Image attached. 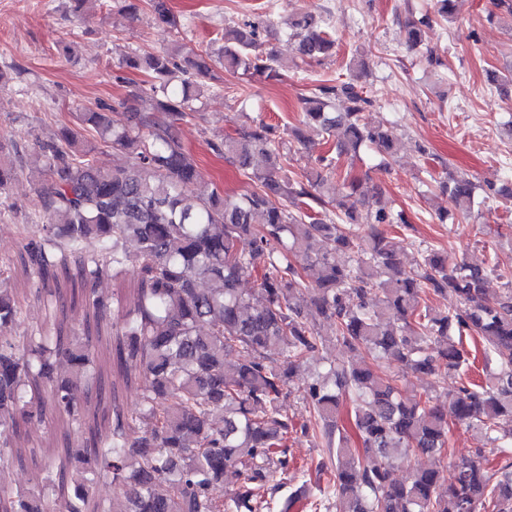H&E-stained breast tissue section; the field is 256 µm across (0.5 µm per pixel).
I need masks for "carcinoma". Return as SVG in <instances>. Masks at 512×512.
Segmentation results:
<instances>
[{"instance_id":"cac0c4a2","label":"carcinoma","mask_w":512,"mask_h":512,"mask_svg":"<svg viewBox=\"0 0 512 512\" xmlns=\"http://www.w3.org/2000/svg\"><path fill=\"white\" fill-rule=\"evenodd\" d=\"M149 4L162 25L178 27L167 0ZM269 23L267 15L225 29L215 56L182 44L126 59L152 77L148 90L129 85L140 108L121 117L86 108L77 119L129 164L98 165L97 146L65 124L40 143L39 233L16 225L18 257L0 262V470L44 463L33 489L0 482V512H264L268 502L256 490L278 492L270 479L290 466L288 440L298 433L328 449L316 475L333 474L339 512H482L488 504L512 512V287L492 300L489 276L506 277L498 265L451 264L428 246L415 267L403 265L384 228L402 215L365 207L360 179L339 165L364 147L393 156L395 127L363 122L372 100L357 79L303 98L304 123L335 144L295 176L285 165L306 145L297 129L285 143L259 122L210 142L254 184L240 196L206 181L178 135L199 112L201 91L184 78L189 71L210 78L219 64L278 76L275 56L256 52ZM429 24L427 15L408 23L409 47L420 45ZM288 39L302 60L335 48L316 14L288 19ZM8 148L18 151V141L1 135L0 195L20 172L3 159ZM257 157L266 164H255ZM439 187L463 213L481 189L449 172ZM89 241L98 252L84 253ZM338 253L350 261L336 263ZM71 259L82 285L71 289V303L93 313L95 327L65 333L58 301L49 298L37 333L10 335L25 314L19 292L7 287L16 267L46 283ZM128 270L136 278L129 307L104 331L107 303L96 286ZM247 279L257 282L250 294L240 288ZM427 289L452 293L458 305L428 306ZM473 335L493 370L448 394L446 408L427 392L402 391L399 379L363 360L308 368L335 342L436 376L468 365L463 341ZM233 353L244 360L229 362ZM135 379L145 386L130 413L118 390ZM292 395L306 418L283 409ZM346 396L353 398L348 429L339 424ZM450 414L501 444L508 459L501 476L478 453L458 464L443 492L436 467L407 482L393 478L397 457L443 456ZM49 416L81 443L21 441L22 428ZM100 483L112 487L110 499L95 495ZM224 485L231 490L221 499L215 490Z\"/></svg>"}]
</instances>
